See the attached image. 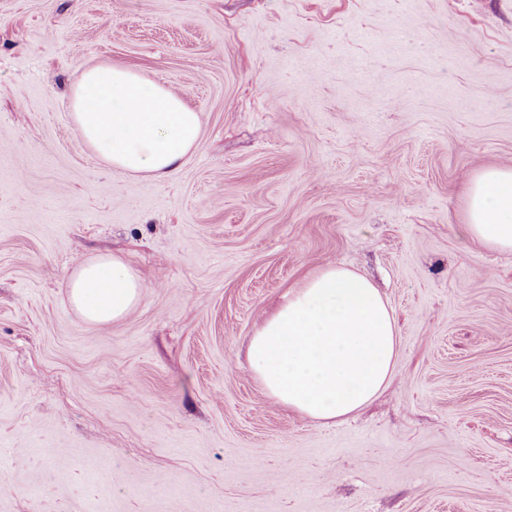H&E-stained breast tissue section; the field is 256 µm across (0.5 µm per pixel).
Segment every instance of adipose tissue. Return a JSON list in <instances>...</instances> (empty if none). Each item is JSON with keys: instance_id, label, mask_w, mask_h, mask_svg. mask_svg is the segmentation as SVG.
<instances>
[{"instance_id": "adipose-tissue-1", "label": "adipose tissue", "mask_w": 512, "mask_h": 512, "mask_svg": "<svg viewBox=\"0 0 512 512\" xmlns=\"http://www.w3.org/2000/svg\"><path fill=\"white\" fill-rule=\"evenodd\" d=\"M82 142L109 165L164 179L202 135L198 112L136 71L107 64L86 69L72 101ZM466 234L512 250V169L473 178ZM71 306L91 324L123 320L144 285L120 258L79 262L67 281ZM399 354L389 303L366 277L327 264L292 288L248 346L250 371L264 392L313 421L346 419L389 385Z\"/></svg>"}]
</instances>
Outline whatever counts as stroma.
I'll return each instance as SVG.
<instances>
[{"instance_id":"stroma-1","label":"stroma","mask_w":512,"mask_h":512,"mask_svg":"<svg viewBox=\"0 0 512 512\" xmlns=\"http://www.w3.org/2000/svg\"><path fill=\"white\" fill-rule=\"evenodd\" d=\"M200 112L172 176L76 136L86 67ZM512 168V0H0V512H512V252L465 239ZM145 285L84 323L65 279ZM333 262L397 321L343 421L267 397L247 343ZM71 306L91 324L123 320L139 304L144 284L119 257L80 261L67 281Z\"/></svg>"}]
</instances>
